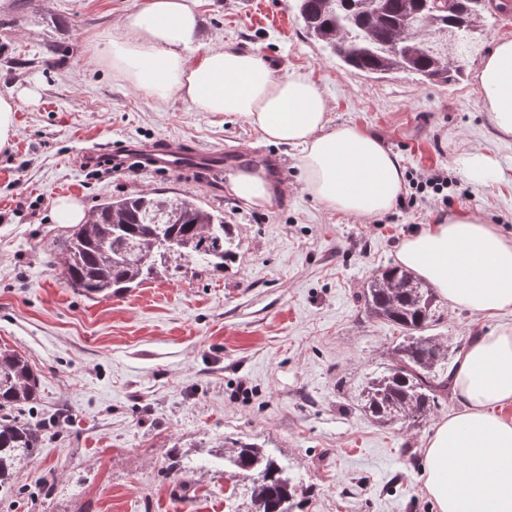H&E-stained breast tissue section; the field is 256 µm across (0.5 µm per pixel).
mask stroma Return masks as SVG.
Instances as JSON below:
<instances>
[{
  "mask_svg": "<svg viewBox=\"0 0 512 512\" xmlns=\"http://www.w3.org/2000/svg\"><path fill=\"white\" fill-rule=\"evenodd\" d=\"M145 2L0 0V94L18 105L16 134L0 151V344L36 369L39 396L20 418L45 428L0 512H247V480L207 459L226 437L278 458L306 499L303 512H435L423 451L459 404L440 402L409 424L383 425L364 411L361 393L391 363L399 331L356 296L395 264L415 226L478 208L512 237V137H499L481 109L479 56L445 84L360 75L305 36L294 0H198L203 45L253 52L280 76L307 73L332 125L378 137L405 170L442 168L453 180L451 205L418 202L362 220L313 200L298 149L266 142L243 116L215 118L177 96L158 103L113 76L94 47ZM161 140L278 153L284 184L252 207L224 175L189 180L85 162L93 151ZM475 149L498 160L496 180L467 177L460 159ZM149 190L223 214L240 240L235 263L107 300L79 294L61 255L73 227L56 223L54 200L71 197L90 212ZM496 324L442 300L428 333L455 364L465 337ZM171 448L185 452V472L168 471Z\"/></svg>",
  "mask_w": 512,
  "mask_h": 512,
  "instance_id": "1",
  "label": "stroma"
}]
</instances>
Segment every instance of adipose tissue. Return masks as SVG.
Wrapping results in <instances>:
<instances>
[{
    "label": "adipose tissue",
    "instance_id": "ef3b65f1",
    "mask_svg": "<svg viewBox=\"0 0 512 512\" xmlns=\"http://www.w3.org/2000/svg\"><path fill=\"white\" fill-rule=\"evenodd\" d=\"M196 0H147L126 13L104 53L112 71L158 101L179 95L196 111L244 116L262 138L300 149L305 191L326 208L369 219L392 209L404 168L375 136L330 127L329 102L310 76L274 72L255 53L193 48ZM495 130L512 136V39L497 40L476 71ZM400 264L454 308L498 325L466 349L453 379L459 411L424 449V486L437 512H512V238L461 210L402 239Z\"/></svg>",
    "mask_w": 512,
    "mask_h": 512
}]
</instances>
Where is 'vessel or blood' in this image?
Here are the masks:
<instances>
[{"instance_id": "1", "label": "vessel or blood", "mask_w": 512, "mask_h": 512, "mask_svg": "<svg viewBox=\"0 0 512 512\" xmlns=\"http://www.w3.org/2000/svg\"><path fill=\"white\" fill-rule=\"evenodd\" d=\"M143 158L149 167L156 170L183 174L189 171L201 174H222L225 167L250 162L246 152L232 155L223 151H202L197 148L174 143H163L144 152Z\"/></svg>"}]
</instances>
